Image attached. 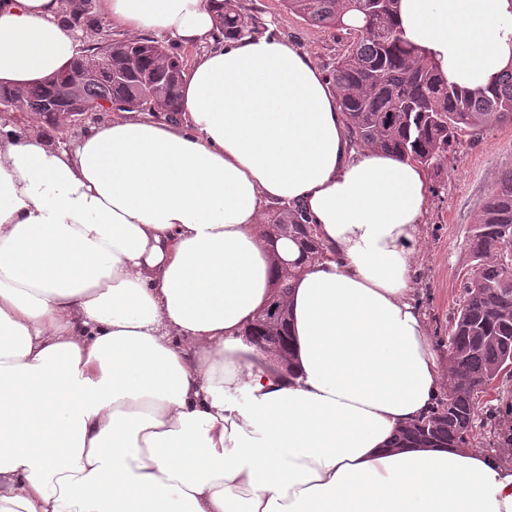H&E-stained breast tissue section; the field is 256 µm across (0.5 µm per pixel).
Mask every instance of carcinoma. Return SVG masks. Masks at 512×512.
<instances>
[{
    "label": "carcinoma",
    "instance_id": "carcinoma-1",
    "mask_svg": "<svg viewBox=\"0 0 512 512\" xmlns=\"http://www.w3.org/2000/svg\"><path fill=\"white\" fill-rule=\"evenodd\" d=\"M308 23L352 36L330 79L336 87L354 146L384 150L433 167L448 160L461 134L512 123V69L483 89L448 79L404 40L396 23L398 0H285ZM218 30L242 38L253 27L231 0L217 5ZM363 25L344 24L345 14ZM73 81L59 75L22 89L0 87V100L28 112H94L110 100L118 112H179V56L148 39L117 40L107 33L88 47ZM303 211L284 206L265 225L268 237L305 239ZM470 271L462 304L448 332V396L420 424L398 435L406 444L445 443L465 447L478 420L479 397L504 375L512 376V169L502 173L483 202L468 235Z\"/></svg>",
    "mask_w": 512,
    "mask_h": 512
}]
</instances>
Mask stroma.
I'll return each instance as SVG.
<instances>
[{
  "label": "stroma",
  "mask_w": 512,
  "mask_h": 512,
  "mask_svg": "<svg viewBox=\"0 0 512 512\" xmlns=\"http://www.w3.org/2000/svg\"><path fill=\"white\" fill-rule=\"evenodd\" d=\"M237 11L258 31L276 33L306 51L323 72L345 53L350 35L311 25L290 12L284 0H235ZM12 127L35 130L54 142L73 144L85 124L63 122L49 114L17 112ZM512 168V124L459 137L441 165L427 169L429 205L423 218L417 299L440 360L448 358L449 322L463 297L467 239L477 211L500 175ZM512 377L499 381L480 399L482 422L473 430L472 447L493 450L512 461Z\"/></svg>",
  "instance_id": "35a3bbf8"
}]
</instances>
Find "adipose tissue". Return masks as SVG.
Segmentation results:
<instances>
[{
	"label": "adipose tissue",
	"instance_id": "obj_1",
	"mask_svg": "<svg viewBox=\"0 0 512 512\" xmlns=\"http://www.w3.org/2000/svg\"><path fill=\"white\" fill-rule=\"evenodd\" d=\"M112 29L211 43L178 116L73 148L0 126V512H512L495 452L397 447L445 390L415 299L420 165L352 148L340 97L213 0H96ZM65 0H0V84L75 61ZM450 82L512 66V0H400ZM298 204L326 258L263 237ZM287 352L248 330L277 279Z\"/></svg>",
	"mask_w": 512,
	"mask_h": 512
}]
</instances>
